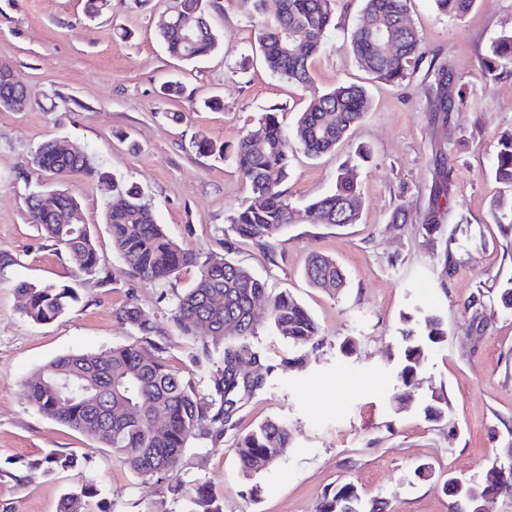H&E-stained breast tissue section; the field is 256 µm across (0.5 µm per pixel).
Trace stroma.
I'll return each mask as SVG.
<instances>
[{"label": "stroma", "mask_w": 512, "mask_h": 512, "mask_svg": "<svg viewBox=\"0 0 512 512\" xmlns=\"http://www.w3.org/2000/svg\"><path fill=\"white\" fill-rule=\"evenodd\" d=\"M212 23L220 49L193 62L171 57L157 35L168 0H108L88 21L84 0H0V63L25 80L29 105L0 110V512H57L62 493L93 481L103 512H182L163 481L143 483L116 462L109 449L30 407L23 383L51 359L104 351L134 336L116 316L127 302L151 313L168 339L171 365L207 394V368L193 362L198 342L172 327L174 294L189 288L197 270L184 269L166 287L128 274L113 252L102 217L106 201L95 184L67 179L98 238L112 273L75 278L68 255L27 220L22 172L37 146L68 140L112 173L143 187L170 237L199 256L224 250L228 218L249 202V187L233 159L196 152L198 137L234 145L262 113L277 107L286 129L306 108L310 90L273 76L254 56L257 31L278 11L266 0L263 17H251L239 0H220ZM362 0H336V20L312 61L314 87L365 85L370 107L334 152L316 160L290 155L283 190L300 206L334 191L336 175L356 166L362 201L359 223L344 227L301 224L280 233L271 248L237 240L232 259L266 281L270 294L288 293L319 325L311 343L288 344L264 326L258 342L270 365L268 388L242 407L221 443L191 441L183 460L185 481L209 484L224 512H320L325 491L353 483L366 497L388 501L391 512H448V477L486 471L512 440V313L495 304L512 277V248L502 243L491 211L511 191L493 177L497 143L512 132V74L490 75L481 58L500 34L512 32V0H477L462 17L440 13L434 0H411L409 18L424 57L399 82L371 78L348 51L360 23ZM448 64L454 112L432 111L430 63ZM179 79L184 95H159ZM313 87V88H314ZM220 96L224 109L206 110ZM448 184V204L437 221L441 234L427 241L422 224L430 195ZM403 223H391L394 210ZM336 259L346 286L329 292L310 285L312 253ZM457 265L447 273L445 256ZM76 285L79 300L64 316L36 324L19 309V282ZM481 297L483 308L469 304ZM421 307L438 313L446 342L429 351L411 402L394 412V363L403 316ZM354 340L355 351L341 345ZM298 359L301 369L289 371ZM445 390L452 411L440 424L426 422L419 404ZM294 433L278 462L246 479L235 443L266 419ZM81 456V468L47 474L32 468L48 453ZM430 466L431 478L415 469ZM261 492L250 495L252 485Z\"/></svg>", "instance_id": "1"}]
</instances>
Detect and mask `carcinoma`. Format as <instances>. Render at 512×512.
<instances>
[{
  "label": "carcinoma",
  "mask_w": 512,
  "mask_h": 512,
  "mask_svg": "<svg viewBox=\"0 0 512 512\" xmlns=\"http://www.w3.org/2000/svg\"><path fill=\"white\" fill-rule=\"evenodd\" d=\"M362 19L352 38L350 52L363 71L376 79L397 81L411 64L422 59L421 39L412 27L410 0H363ZM448 15L468 13L476 0H434ZM213 0H171L166 19L158 30L167 52L192 61L216 52L220 39L211 24ZM336 0H281L273 20L261 25L257 43L272 75L303 88L313 82L310 59L320 52L334 26ZM391 30L395 46L377 41L376 28ZM487 72L512 73V33L493 41L482 58ZM24 100V85L0 84V110L13 111ZM364 86L338 84L316 91L297 119L294 137L279 121V109L270 108L257 125L237 142L232 157L245 178L252 202L241 205L230 217L232 235L224 240V253L200 260L192 250L170 239L157 224L151 203L142 188L128 184L95 163L90 156L60 139L42 142L32 164L36 179L45 175L62 181L79 175L92 181L102 196L118 200L104 212L112 250L129 272L159 287L189 267L198 268L192 287L175 295L173 327L180 336H206L194 356L195 363L209 365V393H197L191 379L169 363L167 344L157 336L150 313L133 302L117 311V318L135 332V342L117 345L106 353H69L44 364L24 383L29 404L110 449L112 457L143 480L166 478L167 489L184 500V512H224V505L204 483L191 487L180 478L183 459L192 439L217 444L226 426L242 405L268 385L270 366L255 343L261 326H273L288 343L299 346L319 336V326L309 311L290 295L268 294L266 282L229 258L235 238L267 246L276 235L296 224L344 226L360 220L357 174L346 165L336 179L335 190L303 208L292 207L281 186L288 178L289 152L296 147L311 158L330 153L350 128L368 111ZM200 153L225 158L224 144L202 136L195 142ZM494 174L498 182L512 187V134L500 137ZM55 192L58 204L51 210L40 205V192L27 198L30 222L39 226L53 245L63 249L76 275H93L104 284L112 274L99 253L89 225L75 219L82 213L79 201L62 185ZM447 195L440 185L434 194L430 218L423 225L427 241L435 239L441 225L435 223L439 199ZM497 227L505 247H512V205L497 198L492 202ZM315 288L337 290L344 286L341 268L321 253L310 257L305 271ZM23 315L45 324L64 315L78 301L71 285L16 286ZM222 303L213 305L214 298ZM267 303V312L257 315L254 303ZM398 353L397 379L407 387L413 381L427 352L447 340L441 316L417 307L403 316ZM452 403L448 394L431 392L420 411L424 419L440 423L448 418ZM163 418L157 419V412ZM288 424L267 419L235 443L243 475L254 474L274 464L290 445ZM78 457L50 453L30 464L56 469L76 468ZM512 490V474L498 476L493 469L465 479L450 494V512H478L484 498ZM98 489L92 482L65 492L58 512H96ZM322 512H387V502L366 499L352 483L324 493Z\"/></svg>",
  "instance_id": "cac0c4a2"
}]
</instances>
